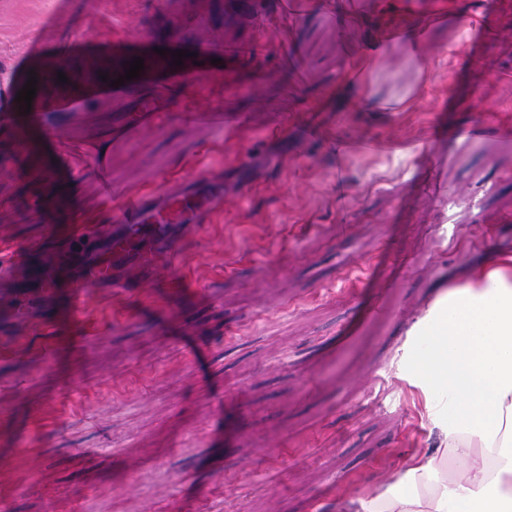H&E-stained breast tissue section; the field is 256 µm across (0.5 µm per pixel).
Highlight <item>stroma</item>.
<instances>
[{
  "label": "stroma",
  "instance_id": "1",
  "mask_svg": "<svg viewBox=\"0 0 512 512\" xmlns=\"http://www.w3.org/2000/svg\"><path fill=\"white\" fill-rule=\"evenodd\" d=\"M277 2L0 0L7 97L189 53L184 79L44 111L76 194L0 121V512H367L440 446L406 359L437 298L512 252V0ZM81 33L93 57L66 54ZM103 176L209 177L224 203L172 279L90 288L75 346L65 293L18 298L11 270L69 215L113 224Z\"/></svg>",
  "mask_w": 512,
  "mask_h": 512
}]
</instances>
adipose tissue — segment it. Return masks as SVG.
Instances as JSON below:
<instances>
[{"label":"adipose tissue","instance_id":"ef3b65f1","mask_svg":"<svg viewBox=\"0 0 512 512\" xmlns=\"http://www.w3.org/2000/svg\"><path fill=\"white\" fill-rule=\"evenodd\" d=\"M411 367L443 446L410 457L371 512H512V254L449 291Z\"/></svg>","mask_w":512,"mask_h":512}]
</instances>
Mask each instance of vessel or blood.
Here are the masks:
<instances>
[{
    "label": "vessel or blood",
    "instance_id": "vessel-or-blood-1",
    "mask_svg": "<svg viewBox=\"0 0 512 512\" xmlns=\"http://www.w3.org/2000/svg\"><path fill=\"white\" fill-rule=\"evenodd\" d=\"M43 104L9 101L7 112L23 156L34 153L28 129L41 119ZM221 187L208 180L186 181L161 195L143 194L121 205L114 226L68 225L60 229L61 247L42 255L39 263L20 256L13 283L45 298L65 291L68 319L82 328L88 316L83 303L89 288L130 282L145 264L172 271L180 243L177 229L193 227L223 203Z\"/></svg>",
    "mask_w": 512,
    "mask_h": 512
}]
</instances>
